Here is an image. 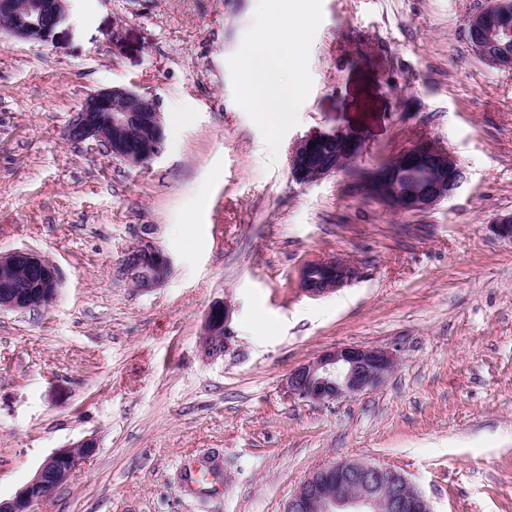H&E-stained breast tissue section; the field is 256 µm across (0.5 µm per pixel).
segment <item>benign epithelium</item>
Listing matches in <instances>:
<instances>
[{
  "label": "benign epithelium",
  "instance_id": "7a95c632",
  "mask_svg": "<svg viewBox=\"0 0 512 512\" xmlns=\"http://www.w3.org/2000/svg\"><path fill=\"white\" fill-rule=\"evenodd\" d=\"M512 12V0H497L492 7L472 14L466 36L485 61L512 70V56L503 48L512 42V25L503 16ZM67 17L66 0H0V30L17 38L48 43ZM143 122L152 138L140 150L126 147L130 126ZM70 142L94 140L109 154L131 166L157 158L164 150L166 133L162 113L154 98L125 86L103 88L89 95L73 113L65 131ZM336 142V157L319 151V145ZM365 152L361 137L352 133L306 136L288 153L293 180L308 184L357 163ZM371 181L352 184L353 191L397 212H421L450 198L466 182L467 171L436 139L421 134L396 155L372 167ZM23 269L29 285L14 283L8 272ZM121 270L138 287L148 290L170 273V260L148 241L125 255ZM0 310L31 311L50 306L58 296L61 279L55 266L31 249L0 252ZM358 269L341 259L312 261L300 272V287L308 295H326L356 279ZM230 310L214 303L204 322L202 349L215 358L228 350ZM224 335V344L214 339ZM393 353L358 345L327 350L294 369L288 392L314 403L351 397L378 386L393 371ZM99 451L98 441L87 437L53 451L40 464L33 479L0 512H33L35 504L64 484L71 473ZM285 512H431L427 501L412 489L400 472L359 460L345 461L310 474L285 505Z\"/></svg>",
  "mask_w": 512,
  "mask_h": 512
}]
</instances>
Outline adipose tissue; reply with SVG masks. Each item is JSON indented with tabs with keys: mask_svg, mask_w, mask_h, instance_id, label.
Returning a JSON list of instances; mask_svg holds the SVG:
<instances>
[{
	"mask_svg": "<svg viewBox=\"0 0 512 512\" xmlns=\"http://www.w3.org/2000/svg\"><path fill=\"white\" fill-rule=\"evenodd\" d=\"M309 14H274L260 28L244 52L239 65V99L247 111L257 113L270 131L288 123L304 94V85L293 69L300 55L298 41L282 45L284 29L303 30L311 25Z\"/></svg>",
	"mask_w": 512,
	"mask_h": 512,
	"instance_id": "obj_1",
	"label": "adipose tissue"
}]
</instances>
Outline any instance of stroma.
I'll return each mask as SVG.
<instances>
[{
	"instance_id": "1",
	"label": "stroma",
	"mask_w": 512,
	"mask_h": 512,
	"mask_svg": "<svg viewBox=\"0 0 512 512\" xmlns=\"http://www.w3.org/2000/svg\"><path fill=\"white\" fill-rule=\"evenodd\" d=\"M489 0H301L305 94L270 133L239 105L257 0H67L52 42L0 32V252H41L57 300L0 310V499L54 450L98 453L35 512H283L313 471L364 460L403 473L432 512H512V70L467 43ZM153 96L167 140L145 167L65 129L86 96ZM361 133L369 166L418 135L468 172L448 200L396 213L343 174L301 185L296 138ZM150 241L168 277L135 288ZM356 280L313 298L315 259ZM217 301L229 350L202 355ZM391 350L379 386L312 403L289 374L322 352ZM218 476L196 486L191 468ZM121 270L135 280L138 288L148 290L168 277L170 260L149 241H144L125 255Z\"/></svg>"
}]
</instances>
